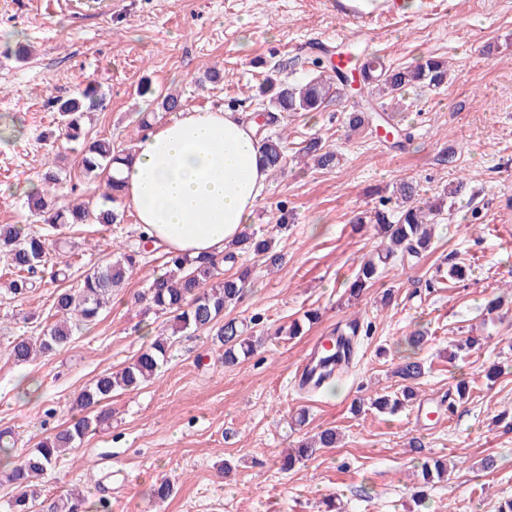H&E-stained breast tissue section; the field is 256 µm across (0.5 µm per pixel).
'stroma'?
I'll list each match as a JSON object with an SVG mask.
<instances>
[{
	"label": "stroma",
	"mask_w": 512,
	"mask_h": 512,
	"mask_svg": "<svg viewBox=\"0 0 512 512\" xmlns=\"http://www.w3.org/2000/svg\"><path fill=\"white\" fill-rule=\"evenodd\" d=\"M20 41L31 49L23 61ZM318 44L354 47L390 68L430 56L448 62L447 84L404 92L405 147L374 127L349 128L357 100L348 88L320 111L285 119L288 164L270 174L250 226L274 238L284 260L270 271L248 256L253 279L226 315L258 319L271 332L310 309L318 321L296 338L266 340L235 366L211 336L178 334L159 379L112 398L110 424L61 458L44 478L45 494L82 492L84 512H496L512 497V303L486 308L512 294V0H419L412 11L375 12L369 23L349 20L339 0H0V225H39L52 263L69 265L71 288L113 246L141 254L139 272L96 326L23 364L10 358L9 343L41 333L56 284L45 266L36 291L21 299L2 292L12 273L0 257V429L13 430L16 452L29 451L68 422L65 410L81 390L147 347L143 324L158 331L171 323L135 300L163 272L166 250L143 240L132 209L109 228L56 230L32 216L27 196L52 164L76 199L101 194L53 136L56 100L86 81L101 84L105 104L90 129L121 150L142 136L139 113L173 118L137 95L142 80L179 93L188 109L255 113L265 76L304 81ZM213 67L221 83L200 85ZM313 137L336 153L334 167L300 158ZM460 177L467 195L440 217L433 251L386 268L348 305L359 260L377 244L373 228H354L355 217L373 213L400 180L420 182L435 200ZM282 212L288 222L280 227ZM452 259L466 263L465 279L437 286ZM354 317L372 331L357 337L349 366L320 388H299L294 379L312 346ZM420 326L430 342L418 353L427 373L417 396L397 414L378 413L368 402L401 390L393 370L405 336ZM469 337L479 350L455 353L454 343ZM497 362L506 369L487 382L482 371ZM462 379L470 398L449 406L448 391ZM326 427L339 434L335 447L281 469L287 448ZM414 438L421 452L409 448ZM488 455L498 461L491 473L480 468ZM432 458L446 461L448 474L414 498L420 465ZM164 481L174 493L158 504L153 489Z\"/></svg>",
	"instance_id": "stroma-1"
}]
</instances>
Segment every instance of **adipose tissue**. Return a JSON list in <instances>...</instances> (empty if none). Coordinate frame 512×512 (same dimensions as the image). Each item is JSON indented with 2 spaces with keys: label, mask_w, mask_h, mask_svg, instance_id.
I'll return each instance as SVG.
<instances>
[{
  "label": "adipose tissue",
  "mask_w": 512,
  "mask_h": 512,
  "mask_svg": "<svg viewBox=\"0 0 512 512\" xmlns=\"http://www.w3.org/2000/svg\"><path fill=\"white\" fill-rule=\"evenodd\" d=\"M267 176L253 121L221 109L156 125L116 174L143 234L191 257L223 254L239 238Z\"/></svg>",
  "instance_id": "1"
}]
</instances>
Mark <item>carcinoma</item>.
Here are the masks:
<instances>
[{"label": "carcinoma", "instance_id": "obj_1", "mask_svg": "<svg viewBox=\"0 0 512 512\" xmlns=\"http://www.w3.org/2000/svg\"><path fill=\"white\" fill-rule=\"evenodd\" d=\"M447 76V63L435 58L399 69L379 70L369 64L362 70V83L371 112L359 110L351 113L348 124L356 129L375 118H383L382 112L386 111V106L375 97L377 91L399 95L419 83L438 87L446 82ZM341 83L343 75L334 66L296 85L266 77L259 86V97L267 107L264 125L278 122L284 113L318 111L331 95L339 92ZM139 95L154 98L158 108L164 112H177L182 108L179 95L159 93L147 80L141 83ZM103 98L104 93L96 82L89 80L77 96L57 103L62 138L66 143L80 147V168L86 174L104 180V191L100 196L101 202L93 206L82 202L60 205L57 198L63 179L59 172L48 169L42 190L28 195L27 204L33 214L52 228L77 224L111 225L123 220V214L115 207L121 201V183L112 177L111 170L124 161L129 152H117L110 141L90 137L85 125L87 112L98 106ZM256 135L260 140L263 165L271 172L284 169L288 154L283 138L263 135L259 130ZM302 152L312 158L319 168L327 169L336 164V154L328 150L318 137L306 141ZM465 185L466 182L461 179L449 188L446 204L431 202L420 185L412 180H401L393 186L396 214L389 216L378 211L373 224L383 248L360 259L349 288V301L358 300L364 290L375 284L381 271L396 260L418 259L428 252L431 247V225L437 222L444 207L454 206V198L465 191ZM235 248L252 252L268 266L282 263V254L276 250L272 239L258 238L247 230ZM0 253L17 272V277L9 283L10 292L16 297L31 292L35 284L26 274L46 260L48 244L45 236L24 225H0ZM226 263H236L235 252L230 251L222 258L167 254L168 271L149 279L141 299L150 308L173 315L171 333L160 334L121 370L99 376L90 387L82 390L69 408V413L73 414L69 425L40 440L31 452L14 454L9 432H0V475L15 491L11 502L12 512H78L83 501L80 494L44 499L37 488V480L55 468L60 457L75 447L77 442L109 421L110 413L98 410L102 403L116 394L134 390L158 378L169 358L171 337L186 331L212 335L216 342L224 346V364L227 366H234L256 352L264 337L254 334L244 322L225 317V310L244 297L251 269L241 267L236 273L223 277L220 267ZM138 268L136 255L123 253L115 260L109 257L89 269L78 288L56 289L52 308L57 319L46 324L40 336L14 338L9 343V356L17 363H28L65 346L76 331L96 324L101 310L112 298V291L123 287ZM360 332L361 325L356 319L343 328L334 329V335L343 338L344 342L324 351V362H349L354 353L355 337ZM395 374L403 382L401 394H383L371 399V406L380 413L394 414L405 402L413 399L416 385L424 375V365L408 354L397 364ZM336 442V429L325 428L312 439L300 441L298 447L283 459L282 468L290 469L322 448H334Z\"/></svg>", "mask_w": 512, "mask_h": 512}]
</instances>
